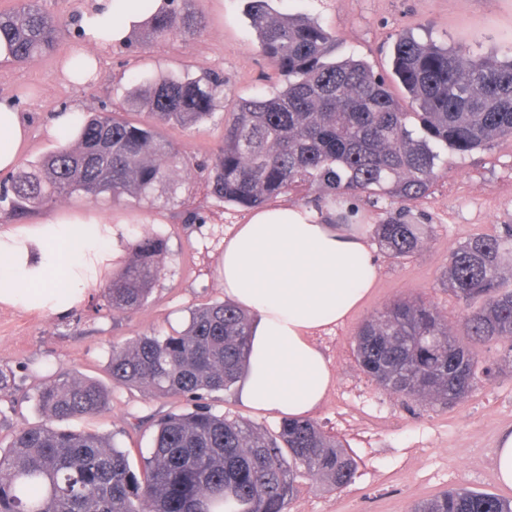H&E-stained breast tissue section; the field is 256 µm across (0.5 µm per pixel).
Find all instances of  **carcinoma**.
I'll return each instance as SVG.
<instances>
[{"label":"carcinoma","instance_id":"cac0c4a2","mask_svg":"<svg viewBox=\"0 0 512 512\" xmlns=\"http://www.w3.org/2000/svg\"><path fill=\"white\" fill-rule=\"evenodd\" d=\"M193 0H164L138 29L165 42L201 30ZM258 47L281 87L238 101L206 166L219 202L244 210L293 190L314 191L309 203L334 218L358 223L352 199L378 210L373 227L391 259L416 254L427 225L405 203L428 194L443 154L465 155L512 137V56H473L466 49L400 33L392 78L362 59L336 58L337 39L316 20L280 13L270 0H248ZM58 20L41 0H17L0 12V40L21 64L54 50ZM397 82L401 100L392 90ZM224 96V77L203 71L167 75L131 87L126 113H96L74 141L26 163L0 190V215L18 223L41 207L81 194L90 201L123 195L153 203L177 192L171 174L187 165L159 126L191 129L210 119ZM128 258L112 272L104 298L132 312L162 274L166 240L134 235ZM512 224L494 236L476 235L449 253L441 284L464 306L458 331L438 311L399 300L356 332L361 371L407 401L448 405L472 391L492 368L475 346L508 343L512 358ZM251 316L219 301L193 309L182 331L144 335L112 350L109 373L118 387L155 397H181L190 408L154 421L142 467L105 437L57 426L90 417L109 404L104 386L63 374L39 390L46 421L14 433L0 447V512H286L298 479L316 476L332 488L348 485L354 460L336 439L307 419L280 422L274 433L218 415L207 402L229 392L246 368ZM412 512H512V499L453 487Z\"/></svg>","mask_w":512,"mask_h":512}]
</instances>
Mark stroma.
<instances>
[{
    "mask_svg": "<svg viewBox=\"0 0 512 512\" xmlns=\"http://www.w3.org/2000/svg\"><path fill=\"white\" fill-rule=\"evenodd\" d=\"M63 25L57 51L23 65H0V97L13 99L29 128L22 160L55 150L60 140L48 133L54 115L73 104L87 112L118 109L132 84L161 73L214 70L228 77L223 106L194 132L165 128L164 134L191 166L178 167L179 186L170 200L134 203L131 197L92 202L67 197L38 209V222L60 210H88L111 216L114 227L138 234L162 235L167 241L163 273L146 304L125 313L107 307L103 270L90 298L67 317L0 307V368L11 371L14 385L0 392V444L8 445L15 430L41 423L36 396L51 376L66 374L91 379L110 389L101 413L68 421L73 430L113 437L129 449L134 465L152 445L151 423L168 412L187 407L180 398H155L142 388L113 386L109 371L112 348L129 345L146 334L183 329L190 309L220 301L219 275L224 239L246 214L219 206L208 194L198 164L219 143L224 118L239 99L272 91L274 74L261 55L246 15V0H196L205 18L202 31L186 39L118 45L99 53V71L82 84L59 71L64 56L82 47L78 18L85 0H42ZM274 9L315 18L339 41L340 55L367 61L376 72L390 74L391 46L409 30L467 49L471 55L512 53V0H273ZM413 214L426 215L431 231L413 257L395 261L383 253L375 258L379 273L363 307L344 324L317 337L335 383L312 421L335 434L358 463L350 486L332 490L315 478L299 481V493L288 512H410L418 502L460 485L512 496L493 468L500 432L512 427V366L503 358L504 343L482 347L481 355L496 368L493 378L468 397L447 408L397 396L368 382L354 356L355 332L367 319L399 299L421 300L456 326L463 306L438 283L449 252L470 237L499 233L512 222V138L489 150L453 158L442 170L431 194L411 202ZM216 413L275 431L279 420L246 406L238 390L213 394Z\"/></svg>",
    "mask_w": 512,
    "mask_h": 512,
    "instance_id": "1",
    "label": "stroma"
}]
</instances>
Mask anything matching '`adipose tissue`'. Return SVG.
<instances>
[{
  "instance_id": "obj_1",
  "label": "adipose tissue",
  "mask_w": 512,
  "mask_h": 512,
  "mask_svg": "<svg viewBox=\"0 0 512 512\" xmlns=\"http://www.w3.org/2000/svg\"><path fill=\"white\" fill-rule=\"evenodd\" d=\"M162 0H89L80 28L95 45L125 43ZM15 103L0 98V172L15 169L27 140ZM111 220L59 212L0 230V306L62 316L79 307L112 262ZM224 294L249 311L252 336L241 400L260 412L303 417L318 408L334 373L315 339L345 323L378 276L367 238L332 228L315 209L257 210L224 239Z\"/></svg>"
}]
</instances>
